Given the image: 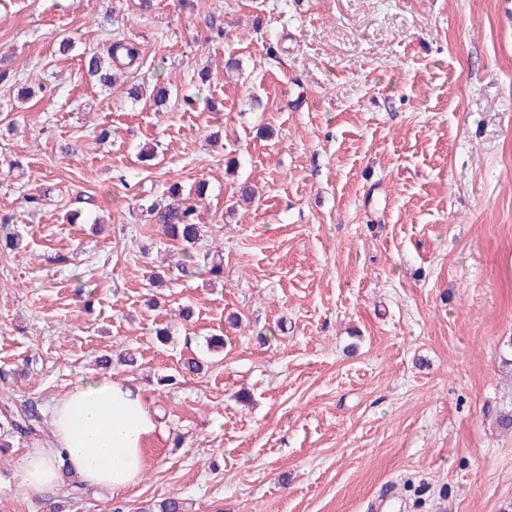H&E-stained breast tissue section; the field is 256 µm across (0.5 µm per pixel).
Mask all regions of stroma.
<instances>
[{"label": "stroma", "instance_id": "stroma-1", "mask_svg": "<svg viewBox=\"0 0 512 512\" xmlns=\"http://www.w3.org/2000/svg\"><path fill=\"white\" fill-rule=\"evenodd\" d=\"M119 35L141 64L104 91L82 55ZM0 70V407L49 413L109 351L159 413L122 497L26 496L51 431L13 438L0 512L512 506V0H0ZM160 77L166 107L128 99ZM202 180L220 282L139 208Z\"/></svg>", "mask_w": 512, "mask_h": 512}]
</instances>
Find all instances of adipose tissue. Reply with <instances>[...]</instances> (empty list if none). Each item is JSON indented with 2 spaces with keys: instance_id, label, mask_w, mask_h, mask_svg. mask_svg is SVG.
<instances>
[{
  "instance_id": "1",
  "label": "adipose tissue",
  "mask_w": 512,
  "mask_h": 512,
  "mask_svg": "<svg viewBox=\"0 0 512 512\" xmlns=\"http://www.w3.org/2000/svg\"><path fill=\"white\" fill-rule=\"evenodd\" d=\"M53 442L23 454L20 483L27 495L59 488L64 476L111 496L140 482L145 445L158 424L143 388L90 374L52 408Z\"/></svg>"
}]
</instances>
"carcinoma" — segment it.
Segmentation results:
<instances>
[{
    "label": "carcinoma",
    "instance_id": "1",
    "mask_svg": "<svg viewBox=\"0 0 512 512\" xmlns=\"http://www.w3.org/2000/svg\"><path fill=\"white\" fill-rule=\"evenodd\" d=\"M141 56L138 43L129 37H119L112 41L106 52L93 51L84 58V69L89 77L94 79L103 90L112 89V70H122L135 65ZM170 201L145 199L141 207L146 211L153 224L162 226L165 234L173 240L184 244L186 258L177 266V272L182 277H192L196 274L207 275L211 280L224 278V265L210 252L198 248L202 240L203 225L197 223V211L206 196V183L197 185L194 193L184 195L179 192V186L169 189ZM5 425L0 427V433L19 435L21 437L38 434L40 413L35 405H25L14 411L4 408Z\"/></svg>",
    "mask_w": 512,
    "mask_h": 512
}]
</instances>
